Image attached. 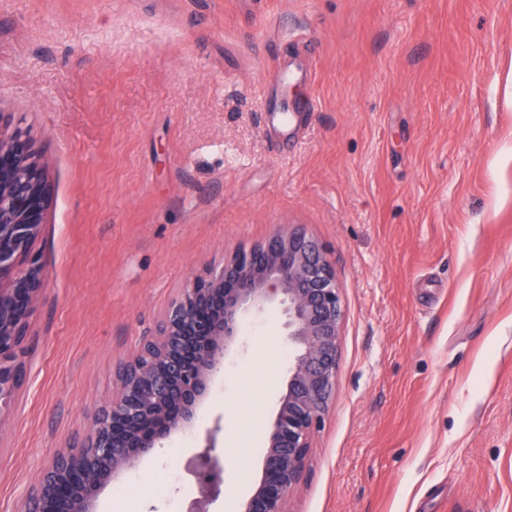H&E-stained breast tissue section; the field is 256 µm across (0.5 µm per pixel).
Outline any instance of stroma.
Returning <instances> with one entry per match:
<instances>
[{
	"label": "stroma",
	"instance_id": "obj_1",
	"mask_svg": "<svg viewBox=\"0 0 512 512\" xmlns=\"http://www.w3.org/2000/svg\"><path fill=\"white\" fill-rule=\"evenodd\" d=\"M0 110L54 189L0 512H23L193 276L288 227L323 244L344 307L290 512H512V0H0ZM283 322L250 317L193 429L98 512L125 490L184 512L177 475L219 413L211 512L250 494Z\"/></svg>",
	"mask_w": 512,
	"mask_h": 512
}]
</instances>
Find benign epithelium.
I'll use <instances>...</instances> for the list:
<instances>
[{
	"mask_svg": "<svg viewBox=\"0 0 512 512\" xmlns=\"http://www.w3.org/2000/svg\"><path fill=\"white\" fill-rule=\"evenodd\" d=\"M52 199L39 152L22 132H7L0 112V423L15 404L30 319L43 293L33 246ZM273 307L286 317L288 381L266 428L260 479L237 512H288L333 399L343 318L324 248L298 229L279 230L186 283L157 333L117 367V389L84 439L53 454L23 512H95L100 490L115 476L193 426L245 319ZM223 432L219 414L188 461L203 487L192 512H209L224 495V453L217 448Z\"/></svg>",
	"mask_w": 512,
	"mask_h": 512,
	"instance_id": "benign-epithelium-1",
	"label": "benign epithelium"
}]
</instances>
